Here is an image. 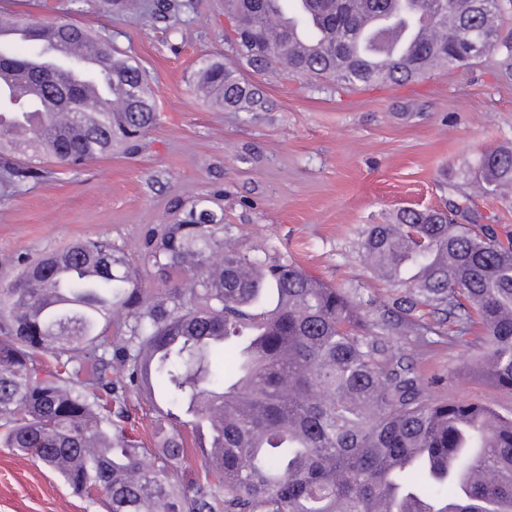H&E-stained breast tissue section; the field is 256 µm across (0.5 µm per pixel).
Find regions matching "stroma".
Listing matches in <instances>:
<instances>
[{
  "mask_svg": "<svg viewBox=\"0 0 512 512\" xmlns=\"http://www.w3.org/2000/svg\"><path fill=\"white\" fill-rule=\"evenodd\" d=\"M154 0L129 13L103 0H0V11L84 23L147 76L157 119L144 139L71 169L31 161L34 178L0 183V274L76 240L106 238L136 259L148 234L183 220L192 200L224 216L245 252L284 258L353 293L370 315L394 288L359 249L369 225L400 210L445 208L459 224L512 235V195L484 196L463 171L512 147V60L486 55L416 82L339 87L245 66L228 35L224 0H189L162 20ZM239 69L259 93L248 111L198 98L202 59ZM473 351L438 342L420 369L436 394L512 409V394L454 371ZM0 512H104L30 457L0 447Z\"/></svg>",
  "mask_w": 512,
  "mask_h": 512,
  "instance_id": "1",
  "label": "stroma"
}]
</instances>
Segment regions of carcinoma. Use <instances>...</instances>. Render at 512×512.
Returning a JSON list of instances; mask_svg holds the SVG:
<instances>
[{"label": "carcinoma", "instance_id": "carcinoma-1", "mask_svg": "<svg viewBox=\"0 0 512 512\" xmlns=\"http://www.w3.org/2000/svg\"><path fill=\"white\" fill-rule=\"evenodd\" d=\"M224 0L247 64L275 58L288 75L345 84L403 83L456 65L459 40L512 55L492 16L500 0H415L433 36L380 70L349 40L357 7L409 19L392 0H310L336 34L315 52L269 42L266 0ZM90 34L111 70L109 129L70 112L28 124L24 152L68 167L141 138L156 119L138 97L136 65L109 36ZM30 77L31 56L0 72ZM199 72L226 107L247 108L237 71L205 60ZM466 176L486 195L512 187V147L482 153ZM224 218L193 202L185 220L151 237L138 263L108 239H86L0 280V445L61 475L78 495L99 492L107 512H512V410L433 396L417 368L431 338L478 353L457 376L512 393V236L454 224L439 210L404 209L371 224L360 249L378 278L402 287L371 320L350 294L288 261L224 242ZM154 271L145 288L137 264ZM219 331L224 340L207 336ZM54 364L45 368L44 358ZM150 391L164 449L151 456L131 394ZM200 466L198 474L194 466Z\"/></svg>", "mask_w": 512, "mask_h": 512}]
</instances>
